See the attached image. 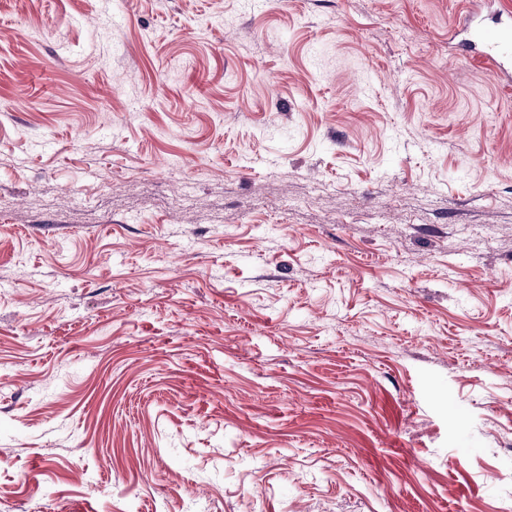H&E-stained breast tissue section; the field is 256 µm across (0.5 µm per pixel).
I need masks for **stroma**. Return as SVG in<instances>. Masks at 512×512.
<instances>
[{"label": "stroma", "instance_id": "1", "mask_svg": "<svg viewBox=\"0 0 512 512\" xmlns=\"http://www.w3.org/2000/svg\"><path fill=\"white\" fill-rule=\"evenodd\" d=\"M512 0H0V512H512ZM469 41V47L475 53L477 61L494 71H502L504 59L512 51L511 34L508 29L479 26L474 31V40Z\"/></svg>", "mask_w": 512, "mask_h": 512}]
</instances>
